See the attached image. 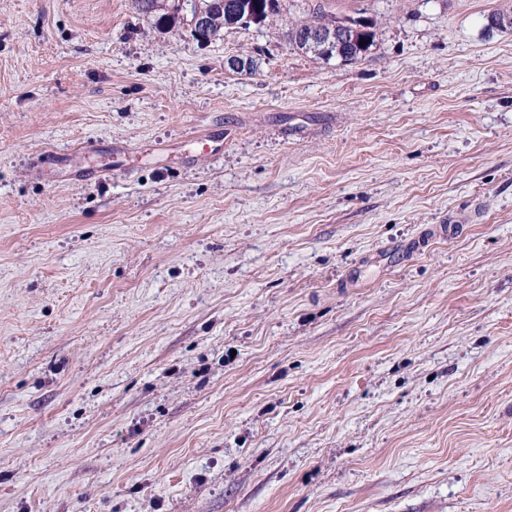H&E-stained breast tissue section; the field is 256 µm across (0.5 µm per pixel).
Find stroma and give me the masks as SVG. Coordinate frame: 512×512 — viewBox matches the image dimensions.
<instances>
[{
	"instance_id": "obj_1",
	"label": "stroma",
	"mask_w": 512,
	"mask_h": 512,
	"mask_svg": "<svg viewBox=\"0 0 512 512\" xmlns=\"http://www.w3.org/2000/svg\"><path fill=\"white\" fill-rule=\"evenodd\" d=\"M312 6L0 0V512H512V0ZM180 1L166 0L164 3L159 0H131V5L138 15L147 19L154 18L156 25L171 27L178 21L179 24L184 23L180 15ZM200 1V2H199ZM199 1H191L196 5V11L191 20V26L194 30L204 31L206 29V19L203 14L200 13V9L198 7L199 3L202 7L207 9L208 14L211 16V23L208 29L203 32V35L206 39L204 43H208L214 37H216L222 29H230V27L224 26V7H236L238 4L246 9L247 8L251 13L252 17H257L258 20L254 23H249L247 25L246 22L251 19L249 13L242 19V10L237 14L232 15L231 25H245L240 27H250L251 24H262L266 21H269L271 18L278 15L280 12V3L279 0H199ZM231 4H234L231 6ZM332 2L335 1L318 0L313 11L308 14L309 18L289 24L284 35L288 41V45L292 47V49H297L306 54H310L316 60L330 61L331 59L336 58L331 52L333 49H336V42L338 41L336 29L340 25L336 24L335 26L330 24L326 28H321L317 31L313 30L316 29V27H325L327 22L332 19H346L355 29L362 25L365 27L360 29L361 31H354L351 50L347 51L345 56L341 55V59L339 60L340 62L348 63L361 61L375 44V24L368 20H366L367 23H363V21H365L363 17H351L349 15L341 16L337 14L333 11L336 10V8H333ZM325 4H328V6L326 7ZM310 32H312L309 39L310 43L314 46L320 45L322 49L327 51V53H331L330 57H325L317 48L312 49L311 47H307L305 41Z\"/></svg>"
}]
</instances>
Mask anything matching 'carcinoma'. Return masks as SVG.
<instances>
[{"label": "carcinoma", "mask_w": 512, "mask_h": 512, "mask_svg": "<svg viewBox=\"0 0 512 512\" xmlns=\"http://www.w3.org/2000/svg\"><path fill=\"white\" fill-rule=\"evenodd\" d=\"M334 0H318L309 18L296 21L288 25L285 31V38L288 45L316 60H327L318 49L310 48L305 44L307 36L314 29L326 26L327 22L335 19H346L356 28L353 34L351 50L341 57V61L356 63L362 60L371 47L375 44V24L364 22L362 17L341 16L333 11ZM202 7L207 9L211 16V23L208 29L203 32L206 41H211L219 32L224 29V7L231 5H242L248 9L251 16L257 18V23L262 24L278 15L280 12L279 0H200ZM135 12L142 17L152 18L155 24L170 27L182 21L180 12V0H131Z\"/></svg>", "instance_id": "carcinoma-1"}]
</instances>
